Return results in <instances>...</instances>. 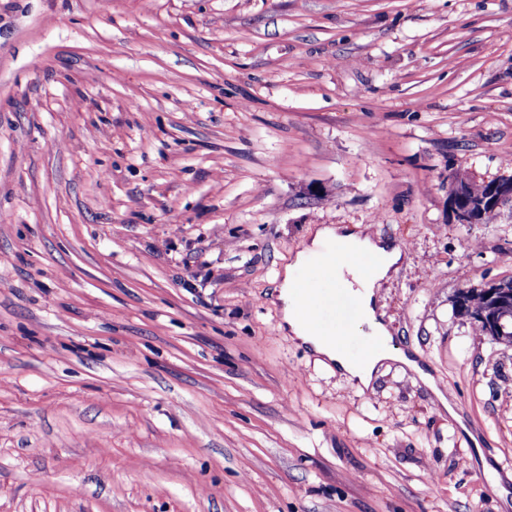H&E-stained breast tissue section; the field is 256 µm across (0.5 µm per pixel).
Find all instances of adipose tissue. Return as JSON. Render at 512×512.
Returning <instances> with one entry per match:
<instances>
[{"mask_svg":"<svg viewBox=\"0 0 512 512\" xmlns=\"http://www.w3.org/2000/svg\"><path fill=\"white\" fill-rule=\"evenodd\" d=\"M329 242L341 244L345 254L352 258L350 264L337 268L336 278L352 287V296L360 308V320L368 326L371 337L376 341L374 348L358 359L351 358L337 339L317 333L300 312L298 273L324 261V246ZM365 255L375 257V264L361 266L359 260ZM403 258L400 247L373 240L365 227L357 225L349 229L327 224L317 226L280 274L277 299L281 304V327L292 340L311 349L319 363L335 365L357 392L369 389L380 369L394 362L402 370L412 372L433 393L441 407L449 412L453 406L438 387L428 367L422 363L419 352L394 346L391 330L378 304L379 288L397 270Z\"/></svg>","mask_w":512,"mask_h":512,"instance_id":"ef3b65f1","label":"adipose tissue"}]
</instances>
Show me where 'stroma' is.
<instances>
[{
    "label": "stroma",
    "mask_w": 512,
    "mask_h": 512,
    "mask_svg": "<svg viewBox=\"0 0 512 512\" xmlns=\"http://www.w3.org/2000/svg\"><path fill=\"white\" fill-rule=\"evenodd\" d=\"M512 0H0V512H512ZM316 224L404 262L411 373L280 331ZM467 427L470 438L460 435ZM505 180H491L478 185L469 184L463 181L450 183L449 190L451 195H456L464 205H482L475 213L477 223L484 221L495 210V206L490 204L489 196L492 187Z\"/></svg>",
    "instance_id": "obj_1"
}]
</instances>
